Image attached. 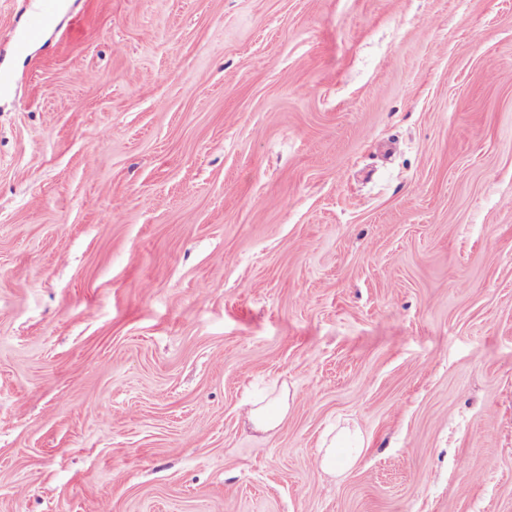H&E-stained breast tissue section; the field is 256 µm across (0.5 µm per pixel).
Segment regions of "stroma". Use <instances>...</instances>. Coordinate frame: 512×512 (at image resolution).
<instances>
[{"label": "stroma", "mask_w": 512, "mask_h": 512, "mask_svg": "<svg viewBox=\"0 0 512 512\" xmlns=\"http://www.w3.org/2000/svg\"><path fill=\"white\" fill-rule=\"evenodd\" d=\"M68 3L0 0V512H512V0ZM39 8L28 18L23 32L16 42V49L24 50L30 42L39 39L43 31L51 24L56 9L57 0H35ZM244 417L258 432H267L279 426L288 414V395L272 391L268 396L250 400L243 405ZM322 447V469L333 476H341L355 465L369 447V442L358 427L346 426L339 429L329 440L325 439Z\"/></svg>", "instance_id": "35a3bbf8"}]
</instances>
